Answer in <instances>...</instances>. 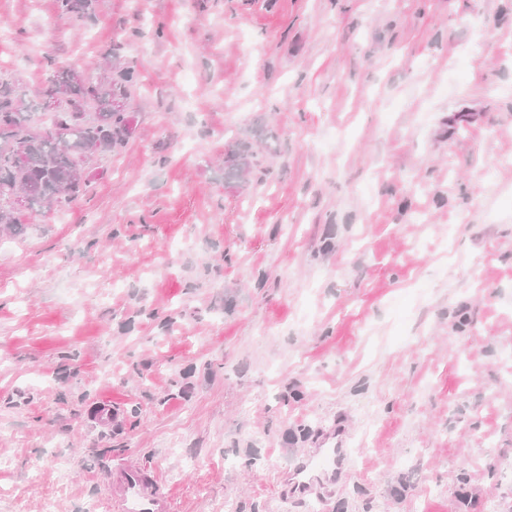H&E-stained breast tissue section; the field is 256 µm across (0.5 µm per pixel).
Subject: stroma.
Returning <instances> with one entry per match:
<instances>
[{"label":"stroma","mask_w":512,"mask_h":512,"mask_svg":"<svg viewBox=\"0 0 512 512\" xmlns=\"http://www.w3.org/2000/svg\"><path fill=\"white\" fill-rule=\"evenodd\" d=\"M110 49L134 137L0 235V512L119 462L175 512H313L282 475L340 419L314 512H512V0H0L26 91ZM249 146L245 143L228 149L224 154V176L237 179L250 167Z\"/></svg>","instance_id":"obj_1"}]
</instances>
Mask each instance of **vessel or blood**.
<instances>
[{"label": "vessel or blood", "mask_w": 512, "mask_h": 512, "mask_svg": "<svg viewBox=\"0 0 512 512\" xmlns=\"http://www.w3.org/2000/svg\"><path fill=\"white\" fill-rule=\"evenodd\" d=\"M343 429L326 433L288 473V493L304 498L333 493L348 475ZM112 512H173V500L152 469L128 463L113 466L107 485Z\"/></svg>", "instance_id": "vessel-or-blood-1"}]
</instances>
